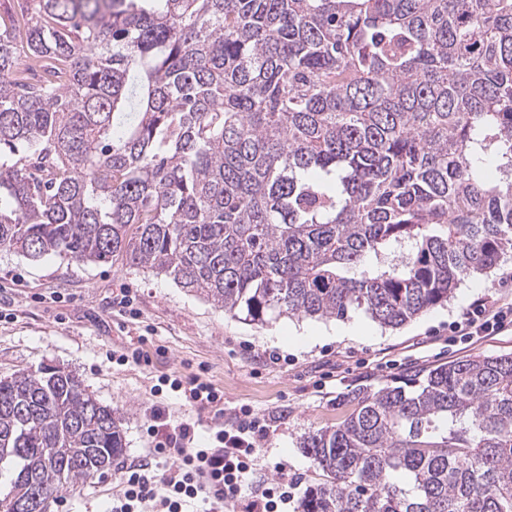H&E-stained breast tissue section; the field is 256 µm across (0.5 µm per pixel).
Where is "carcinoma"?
Returning a JSON list of instances; mask_svg holds the SVG:
<instances>
[{
  "label": "carcinoma",
  "mask_w": 512,
  "mask_h": 512,
  "mask_svg": "<svg viewBox=\"0 0 512 512\" xmlns=\"http://www.w3.org/2000/svg\"><path fill=\"white\" fill-rule=\"evenodd\" d=\"M0 21V251L117 258L264 325L399 327L512 250V0H29ZM302 512H512V356L360 390ZM125 448L0 378V512Z\"/></svg>",
  "instance_id": "1"
}]
</instances>
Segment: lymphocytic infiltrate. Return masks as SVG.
<instances>
[{"instance_id": "1", "label": "lymphocytic infiltrate", "mask_w": 512, "mask_h": 512, "mask_svg": "<svg viewBox=\"0 0 512 512\" xmlns=\"http://www.w3.org/2000/svg\"><path fill=\"white\" fill-rule=\"evenodd\" d=\"M512 328V302L485 296L472 301L450 325L454 335L466 338L496 336ZM161 385L182 393L190 405L224 413V395L198 377L160 376ZM268 422L250 409H240L231 427L214 425L204 447H196L191 423L172 424L153 418L146 432L153 444L155 460L122 466L118 489L108 512H286L294 499L281 464L271 467L273 476L253 485L257 451Z\"/></svg>"}]
</instances>
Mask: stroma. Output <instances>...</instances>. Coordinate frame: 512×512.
<instances>
[{
  "label": "stroma",
  "mask_w": 512,
  "mask_h": 512,
  "mask_svg": "<svg viewBox=\"0 0 512 512\" xmlns=\"http://www.w3.org/2000/svg\"><path fill=\"white\" fill-rule=\"evenodd\" d=\"M126 293L131 315L120 305ZM481 296L512 300V254L487 275L464 280L448 304L385 328L362 312L344 320L281 317L254 325L171 278L120 260L33 261L0 251V377L43 366L76 372L100 403L122 415L126 446L119 461L125 464L147 455L145 428L159 411L167 422L193 424L198 443L206 442L210 414L179 393L155 389L164 374L198 375L223 392L225 421L243 407L267 418L259 456L284 464L299 482V500L324 481L300 441L343 420L353 392L395 384L412 368L512 353L510 330L472 341L449 335V323ZM138 344L152 355V366L115 363V355ZM115 487L113 473L94 477L52 502L49 512H105ZM298 500L289 512H301Z\"/></svg>",
  "instance_id": "35a3bbf8"
}]
</instances>
